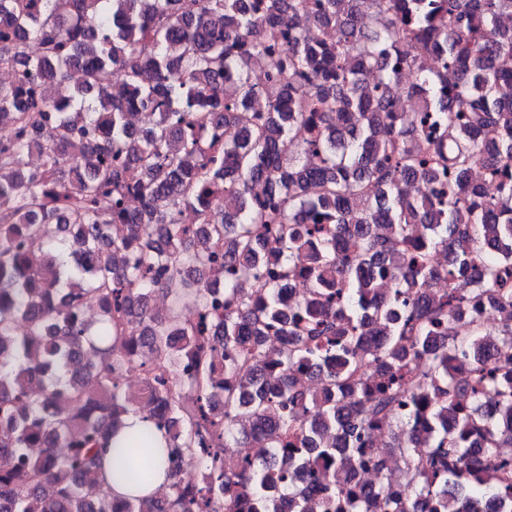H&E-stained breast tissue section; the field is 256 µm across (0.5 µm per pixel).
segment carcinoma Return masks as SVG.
<instances>
[{"label":"carcinoma","instance_id":"1","mask_svg":"<svg viewBox=\"0 0 512 512\" xmlns=\"http://www.w3.org/2000/svg\"><path fill=\"white\" fill-rule=\"evenodd\" d=\"M505 14L512 0H0V66L14 73L0 83V512H311L300 481L315 461L335 489L319 512H366L355 462L377 473L382 512H468L511 491L497 449L512 427L490 411L512 413V322L491 331L478 308H512ZM399 44L439 52L438 66L401 59ZM261 54L267 88L249 67ZM403 64L427 94L404 126L390 97ZM73 70L68 99L42 95ZM258 95L259 118L246 111ZM33 152L42 163L22 166ZM476 166L496 195L472 187ZM257 181L273 202H253ZM216 197L224 210L208 207ZM439 250L444 267L427 258ZM297 276L305 296L288 306L276 282ZM461 352L457 378L448 356ZM365 359L383 365L374 380L356 378ZM299 370L327 394L298 388ZM132 371L136 395L121 387ZM131 409L164 433V500L103 489ZM243 416L259 424L243 438L274 455L241 454ZM380 423L391 442L374 455ZM130 447L149 481L152 436ZM184 463L204 479L182 483Z\"/></svg>","mask_w":512,"mask_h":512}]
</instances>
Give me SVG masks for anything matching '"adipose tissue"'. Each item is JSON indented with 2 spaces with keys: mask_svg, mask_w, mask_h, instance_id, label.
Instances as JSON below:
<instances>
[{
  "mask_svg": "<svg viewBox=\"0 0 512 512\" xmlns=\"http://www.w3.org/2000/svg\"><path fill=\"white\" fill-rule=\"evenodd\" d=\"M147 427L148 424L142 415L132 410L124 416L121 427L113 436L112 461L102 466L105 473V486L113 495L133 498L155 495L166 488L167 461L162 457L158 458L153 475L148 483L133 482L125 475L129 440L140 431L146 430Z\"/></svg>",
  "mask_w": 512,
  "mask_h": 512,
  "instance_id": "adipose-tissue-1",
  "label": "adipose tissue"
}]
</instances>
